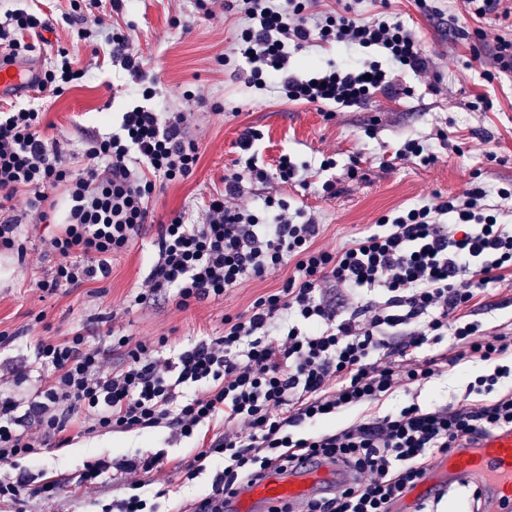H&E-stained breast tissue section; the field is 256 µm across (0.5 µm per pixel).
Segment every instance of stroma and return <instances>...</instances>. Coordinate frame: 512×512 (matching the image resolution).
Returning <instances> with one entry per match:
<instances>
[{
	"mask_svg": "<svg viewBox=\"0 0 512 512\" xmlns=\"http://www.w3.org/2000/svg\"><path fill=\"white\" fill-rule=\"evenodd\" d=\"M352 4L368 21L399 14L421 40L431 71L425 78L406 74L403 84L409 94H380L366 106L338 112L332 119L325 118L318 105L290 102L274 90L255 89L247 66L219 65V57L230 53L242 25L221 0H125L121 11L112 13L114 26L131 31L130 54L157 78L156 94L148 102L169 112L187 113L200 158L187 178L157 185L145 235L116 257L109 278L43 294L36 281L48 274L50 264L42 258L39 227L28 230L25 262L0 254V331L23 333L13 344L0 347V393L24 400L35 391L38 374L32 358L38 339L77 330L86 332L94 345L102 344L111 332L151 343L165 337L173 344L220 336L225 316L244 312L257 296L281 285L287 275L283 269L186 309L164 297L134 307L128 304L129 295L141 290L149 272L157 224L188 208L202 216L210 196L223 190L225 176L237 170L239 141L248 130L261 135L255 150L268 179L246 184L236 205L257 211L272 196L291 207L314 211L321 226L316 244L328 249L372 229L391 211L437 195H459L476 184L492 190L512 183V73L491 82L484 78L491 67V38L497 26L470 17L462 0H352ZM69 8V0H50L46 10L57 17L59 43L85 69V77L57 98L42 99L26 89L12 100L40 112L43 135L59 140L75 170L90 137L119 131L123 112L145 101L135 93L134 79L120 61L105 50L92 53L61 23ZM461 28L466 37L458 36ZM479 29L485 30L486 40L476 37ZM482 94L493 99L494 109L472 111L471 102ZM441 128L449 140L438 146L433 164L391 160L393 147L404 138L430 139ZM285 152L312 162L335 156V168L325 173L336 184L335 195L282 182L276 165ZM355 158L361 162L364 179L347 175ZM387 160L392 168H384ZM468 312L488 330H512V270L488 284ZM490 371V365L480 361L460 363L424 385L403 387L380 402L377 411L391 413L412 402L423 407L459 405L469 384ZM145 451L164 452L171 462L165 476L173 492L162 501L163 512H184L209 491L213 475L222 467L213 461L198 478L186 479L174 464L192 460L196 450L190 441H173L165 428L81 436L68 446L22 460L33 477L63 481L56 499L32 501L31 512H98L100 503L119 498L122 491L110 483L92 493L76 490L84 464Z\"/></svg>",
	"mask_w": 512,
	"mask_h": 512,
	"instance_id": "obj_1",
	"label": "stroma"
}]
</instances>
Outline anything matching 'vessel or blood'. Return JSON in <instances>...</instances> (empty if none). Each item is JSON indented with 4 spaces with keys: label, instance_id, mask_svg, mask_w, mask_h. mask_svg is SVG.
<instances>
[{
    "label": "vessel or blood",
    "instance_id": "1",
    "mask_svg": "<svg viewBox=\"0 0 512 512\" xmlns=\"http://www.w3.org/2000/svg\"><path fill=\"white\" fill-rule=\"evenodd\" d=\"M28 70L16 64H0V90L12 91L28 84ZM434 475L423 495L432 497L456 481L476 484L481 491L482 512H512V427L490 431L475 444L438 456ZM346 471L331 462L311 460L303 467L272 473L230 497L229 512H266L282 502L298 503L348 482Z\"/></svg>",
    "mask_w": 512,
    "mask_h": 512
}]
</instances>
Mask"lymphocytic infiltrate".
Wrapping results in <instances>:
<instances>
[{
  "instance_id": "f902f5d3",
  "label": "lymphocytic infiltrate",
  "mask_w": 512,
  "mask_h": 512,
  "mask_svg": "<svg viewBox=\"0 0 512 512\" xmlns=\"http://www.w3.org/2000/svg\"><path fill=\"white\" fill-rule=\"evenodd\" d=\"M316 2L233 0L243 21L233 57L249 67L257 89L272 85L288 100L341 110L400 93L404 73L429 71L417 35L402 21L367 22L348 5L315 14ZM101 6L102 0H71L62 19L82 39L101 36L113 58L139 73L129 33L106 24ZM52 28L41 8L6 11L0 54L13 63L30 57ZM310 46L335 50L336 57L297 78L289 60ZM84 75L69 52L57 48L54 67L36 76L37 91L61 96ZM154 94L144 87V102ZM144 102L123 113L120 132L91 140L76 170L67 167L59 141L42 136L37 111L0 104V210L19 191L28 194L22 214L0 219V251L25 257L22 222L55 224L44 240L55 263L38 283L42 291L110 277L114 257L146 228L156 181L187 177L198 163L200 146L186 113ZM257 138L253 130L241 138L239 168L225 176L223 192L209 198L203 221L181 212L158 224L146 289L133 302L168 294L185 309L274 270L288 268V276L245 312L225 317L222 336L202 337L173 356L127 336L111 337L103 348L79 331L39 341L35 396L22 402L0 395V460L18 467L0 475L1 503L24 512L27 498L55 497L59 480L35 482L18 462L63 447L71 430L163 427L197 447L192 461L177 464L187 479L205 471L208 461L223 462L193 512H224L225 496L306 457L344 466L353 482L298 507L281 504L276 512H390L427 477L432 456L485 430L512 427V335L487 334L465 315L477 290L512 268V230L501 224L488 191L475 186L397 210L379 218L377 230L327 250L316 245L320 226L310 211L272 197L259 215L233 205L245 184L267 177L252 153ZM335 164L329 157L315 168L284 153L277 170L282 182L316 184L331 196L336 186L321 174ZM58 189L59 200L52 196ZM375 286L383 297L365 298L364 289ZM338 295L353 307L340 310ZM444 335L453 339L451 352L416 358L429 337ZM116 352L122 355L117 366ZM473 360L493 366L471 385L474 401L372 413L399 386L425 383ZM352 407L364 408L362 418L339 430L317 429V422ZM166 461L160 451L98 460L86 464L78 481L98 485L116 472L126 478V495L102 512H157L141 491L146 475L162 471Z\"/></svg>"
}]
</instances>
